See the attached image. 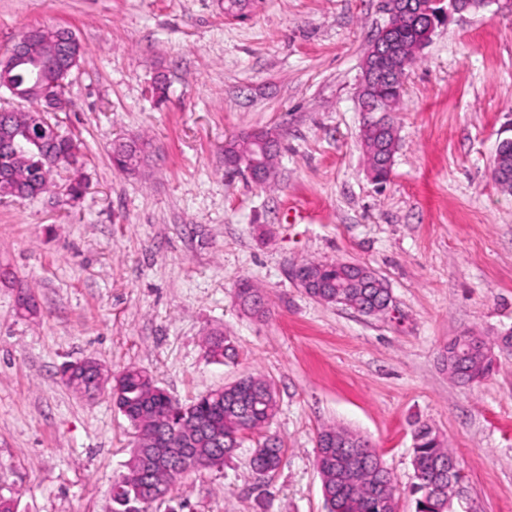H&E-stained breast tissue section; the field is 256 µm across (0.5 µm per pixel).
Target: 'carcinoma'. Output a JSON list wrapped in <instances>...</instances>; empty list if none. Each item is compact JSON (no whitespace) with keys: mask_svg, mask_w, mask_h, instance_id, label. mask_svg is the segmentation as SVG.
<instances>
[{"mask_svg":"<svg viewBox=\"0 0 512 512\" xmlns=\"http://www.w3.org/2000/svg\"><path fill=\"white\" fill-rule=\"evenodd\" d=\"M389 38L400 47L394 60L398 74L412 67L425 46L421 31L410 23L394 17ZM403 96V81L374 88L370 101L377 104L388 100L399 107ZM374 115L365 116L362 126V144L368 168L377 177L386 179L390 168L385 162L393 159L397 132L393 120L379 125ZM54 152L78 163L79 146L61 133ZM116 168L125 171L140 166L146 159L133 145L113 149ZM37 159L23 140L11 142L0 139V167L11 171L14 182L35 195L51 189V184L35 176ZM247 157L242 151V140L235 138L225 143L224 166L241 173ZM315 278L325 284L314 288L310 296L328 304H340L339 295H347L365 305L364 314L377 316L386 313L391 303L390 289L382 279L373 288L356 287L355 278L360 265L347 262H311ZM237 300L250 314L264 317L268 307L264 292L248 280H241L236 289ZM206 354L215 363H222L235 355L231 342L217 333L204 339ZM451 359L457 360L462 381L482 380L492 370L493 360L481 355L475 340L465 336L462 343H451L445 348ZM67 385L85 393L94 387V372L63 369ZM120 392L112 395L115 404L135 429L137 441L128 460L112 483L110 497L112 512H149L158 502L153 489L169 493L176 473L170 471L167 461L179 463L188 474L208 468H219L240 447L245 436L268 427L278 412L276 394L261 377L247 376L222 390H211L192 403L183 405L159 387L146 371L129 367L113 377ZM336 443L334 448L316 449V466L321 476L327 512H396V484L383 465L375 448L365 447L369 440L343 427H329L318 434V441ZM284 448L277 439L267 436L254 449L250 465L257 479L263 480L281 466ZM454 451L429 424L420 423L413 432V474L411 492L416 497V512H448V502L455 487L448 484L446 465Z\"/></svg>","mask_w":512,"mask_h":512,"instance_id":"cac0c4a2","label":"carcinoma"}]
</instances>
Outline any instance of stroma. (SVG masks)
<instances>
[{
  "instance_id": "1",
  "label": "stroma",
  "mask_w": 512,
  "mask_h": 512,
  "mask_svg": "<svg viewBox=\"0 0 512 512\" xmlns=\"http://www.w3.org/2000/svg\"><path fill=\"white\" fill-rule=\"evenodd\" d=\"M383 0H0V57L30 26L69 28L84 54L55 118L80 145L87 189L0 198V494L19 512H110L133 447L110 392H76L68 364L135 365L180 403L246 375L268 379L286 448L258 485L245 439L223 467L183 477V512H326L316 469L322 428L370 440L415 512L412 433L432 425L458 456L452 512H512V354L462 386L444 349L512 331V195L492 178L512 138V0L453 14L406 75L385 182L370 176L358 103ZM166 75L169 94L151 85ZM278 133L277 177L224 167L225 140ZM141 134L151 157L117 171L115 142ZM342 261L382 277L393 310L367 316L307 295L288 268ZM252 281L267 317L237 306ZM31 289L37 316L17 311ZM236 348L218 364L203 340Z\"/></svg>"
}]
</instances>
